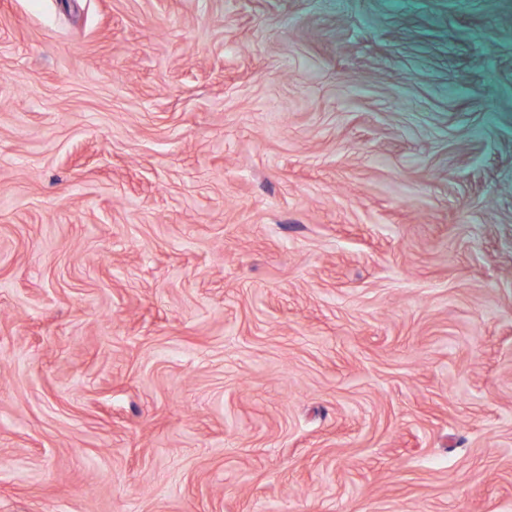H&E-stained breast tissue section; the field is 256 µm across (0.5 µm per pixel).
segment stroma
<instances>
[{"label":"stroma","mask_w":512,"mask_h":512,"mask_svg":"<svg viewBox=\"0 0 512 512\" xmlns=\"http://www.w3.org/2000/svg\"><path fill=\"white\" fill-rule=\"evenodd\" d=\"M0 512H512V0H0Z\"/></svg>","instance_id":"35a3bbf8"}]
</instances>
